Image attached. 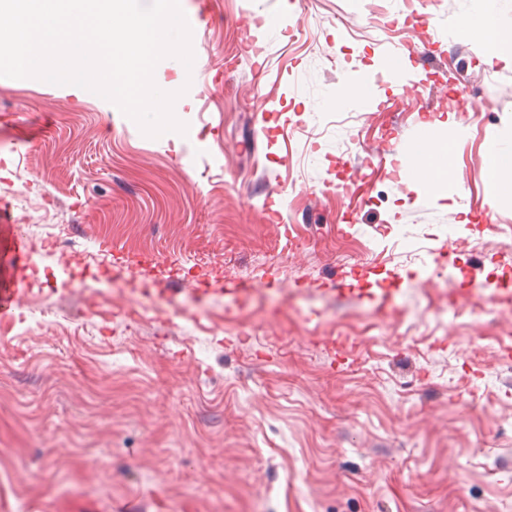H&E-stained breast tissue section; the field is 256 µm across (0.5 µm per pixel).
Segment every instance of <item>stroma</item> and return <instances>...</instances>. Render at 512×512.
Segmentation results:
<instances>
[{"mask_svg": "<svg viewBox=\"0 0 512 512\" xmlns=\"http://www.w3.org/2000/svg\"><path fill=\"white\" fill-rule=\"evenodd\" d=\"M182 6L194 64L154 80L187 135L0 77V512H512V175L485 178L512 66L462 34L470 0ZM362 83L376 109L337 101ZM427 136L452 183L391 179ZM13 259L17 278L24 282L31 267V253L24 238L16 236L13 241Z\"/></svg>", "mask_w": 512, "mask_h": 512, "instance_id": "1", "label": "stroma"}]
</instances>
